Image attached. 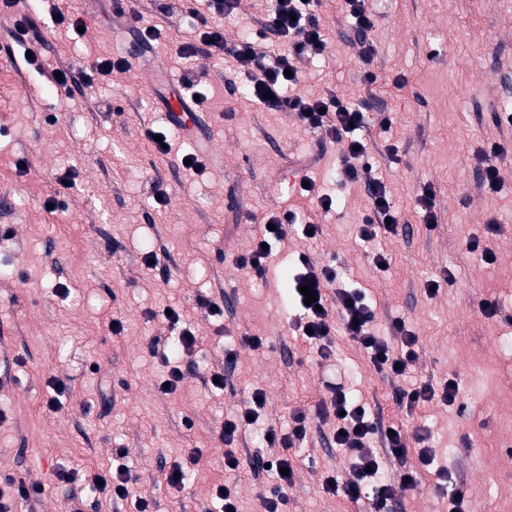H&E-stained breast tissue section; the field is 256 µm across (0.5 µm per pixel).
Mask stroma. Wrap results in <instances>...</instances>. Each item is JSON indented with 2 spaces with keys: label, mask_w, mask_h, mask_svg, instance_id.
<instances>
[{
  "label": "stroma",
  "mask_w": 512,
  "mask_h": 512,
  "mask_svg": "<svg viewBox=\"0 0 512 512\" xmlns=\"http://www.w3.org/2000/svg\"><path fill=\"white\" fill-rule=\"evenodd\" d=\"M69 5L88 30L76 41L64 29L37 26L52 47L39 71L10 36L13 14H0V195L10 199L0 206V225L14 231L0 239V266L13 272L0 282V492L9 493L12 479L40 483L39 512H137L142 495L151 512H207L213 486L225 480L224 419L259 388L267 397L262 421L284 427L299 409L309 417L306 441L288 451L296 479L284 512H372L369 498L322 489L351 458L336 447L318 404L329 396L328 383L348 377L375 421L406 436L400 464L419 485L397 491L389 512H448L436 476L441 466L468 488V512H512V352L501 348L512 341V127L494 120L499 99L512 97V0H374L377 80L370 85L361 80L359 34L340 0L323 2L328 48L324 58L301 63L294 91L343 94L366 110L361 135L403 226L398 237L377 239L390 255L384 272L358 238L367 186L336 182L338 146L321 145V133L303 132L288 113L253 104L243 95L246 74L201 57L194 90L205 99L200 116L214 118L211 138L221 156L207 159L202 173H187L180 157L191 149L188 132L170 123L163 98L186 66L176 51L190 40L189 28L168 25L159 0H134L143 25L163 30L152 47L167 73L151 85L138 78L146 60L130 49L123 22L108 19L96 0ZM113 55L129 58L134 76L83 85L69 96L54 91L60 63L79 70ZM399 77L406 80L400 89ZM384 112L393 117L386 128ZM50 114L56 124L47 123ZM151 126L167 133L170 155L156 156L145 144ZM493 142L503 154L501 186L491 193L480 155ZM69 169L76 187L64 192V206L46 208ZM304 177L316 191L338 194L335 210L323 212L301 194ZM156 180L169 192L167 206L150 197ZM427 185L436 190L433 230L416 203ZM289 207L320 224L321 236L276 244L279 264L266 276L239 269L235 256L248 249L258 218ZM469 240L491 248L495 262L468 251ZM146 246L159 255L151 269L143 263ZM301 250L335 266L338 285L365 292L377 335L400 319L418 336L407 379L377 370L340 327L333 337L338 367L317 364L285 307L281 265ZM447 269L455 275L450 284ZM431 280L440 283L432 296L425 292ZM202 296L222 301L223 317L205 319L197 307ZM491 296L498 309L488 317L480 303ZM172 303L187 310L203 341L181 360L184 378L166 394L160 384L169 366L152 342L169 336L162 310ZM115 318L123 325L118 335L110 329ZM252 335L264 346H245L243 337ZM215 373L227 377L224 390L209 387ZM53 377L68 384L55 413L45 406ZM451 378L464 406L433 401L410 410L399 400L404 384ZM420 428L436 450L428 467L417 456ZM193 448L201 451L194 460ZM61 464L83 475L126 467L130 494L112 501L80 492L57 479ZM176 464L190 477L181 491L162 480Z\"/></svg>",
  "instance_id": "35a3bbf8"
}]
</instances>
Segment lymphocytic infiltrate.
<instances>
[{"label": "lymphocytic infiltrate", "mask_w": 512, "mask_h": 512, "mask_svg": "<svg viewBox=\"0 0 512 512\" xmlns=\"http://www.w3.org/2000/svg\"><path fill=\"white\" fill-rule=\"evenodd\" d=\"M241 0H208L207 11H200L193 0H167L163 12L170 18L188 17L195 37L178 48L181 58L197 56L216 58L228 63L232 70L249 76L248 94L251 100L266 108L289 113L299 128L324 130L331 143L340 145V176L348 182L366 181L370 191V213L359 229L362 242L372 243L379 234L395 237L399 234L398 213L394 209L389 192L383 181L373 177V163L369 147L363 139L354 135L365 124L364 111L359 103L345 95L331 94L309 97L291 93L297 84L296 74L303 58L315 59L324 55L328 41L325 27L318 12L321 0H271L261 30L257 36L241 38L238 43H227L224 29L219 24L221 16L238 10ZM343 8L357 26L361 37L356 53L363 62V80L374 83L377 76L369 68L375 55V47L366 37L375 26L373 9L369 0H343ZM275 35L283 44V51L275 55L258 48V38ZM132 65L124 57H101L82 71L61 67V79L57 89L67 92L76 84L92 85L101 77L130 72ZM266 224L253 238L249 249L237 259L240 267L256 275H264L272 258L270 245L288 235L298 237L320 235L321 228L312 220L304 219L294 209L267 215ZM297 270L289 284V304L294 313L293 327L308 344L315 348L319 360L332 361L335 353L331 336L335 327H342L345 334L363 348L372 364L395 377L405 376L417 358L418 338L407 328L404 321L392 325V338L375 335L370 325L375 319L372 306L362 292L337 286L336 270L320 266L307 252H300ZM309 287L316 296L315 304H306L301 287ZM266 405V394L255 390L244 409L225 419L219 439L225 446L224 470L232 475L242 472L243 462L235 451V445L243 434L260 430L267 438L268 447L280 449V456L254 463L253 468L272 474L273 485L262 497L264 512H281L287 502V491L294 484L289 470L292 466L286 451L303 442L308 434V416L296 411L289 431L276 429L275 425H260L257 415ZM323 418H335L337 447L353 452L354 461L345 479L327 477L324 491L332 496L343 495L359 499L367 486H375L374 498L377 512H382L386 502L393 498L397 489L408 486L407 471H391L386 460L401 459L406 451L403 433H391L374 423L366 405L351 401L343 390L333 392L331 398L321 402L318 408ZM381 436L382 453L367 448L373 436Z\"/></svg>", "instance_id": "lymphocytic-infiltrate-1"}]
</instances>
